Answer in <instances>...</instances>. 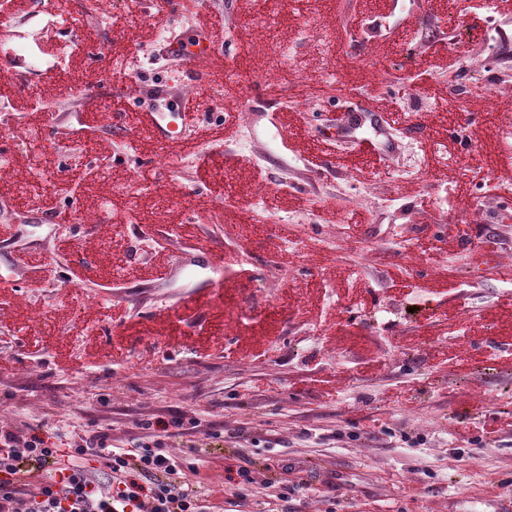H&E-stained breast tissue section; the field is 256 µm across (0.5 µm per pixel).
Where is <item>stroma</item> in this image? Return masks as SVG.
I'll return each instance as SVG.
<instances>
[{
    "label": "stroma",
    "mask_w": 512,
    "mask_h": 512,
    "mask_svg": "<svg viewBox=\"0 0 512 512\" xmlns=\"http://www.w3.org/2000/svg\"><path fill=\"white\" fill-rule=\"evenodd\" d=\"M203 12L224 18V46L218 61L224 80L211 86L207 107L195 109L196 123L215 125L231 116L233 139L201 143L196 155H172L167 144L142 146L131 124L89 126L85 99L98 93L104 107L123 101L142 110L136 73L122 63L133 51L115 0L117 21L97 9L59 0L47 14L41 0L9 14L15 41L50 43L54 59L33 61L0 45L11 70L12 104L0 103V154L8 166L0 180L16 182L18 166L51 160L57 206L96 215V223L53 224L40 201L20 206L0 196V224L13 225V244L0 243V279L12 289L0 295V357L12 371L0 374V423L20 425L54 417L77 425L97 424L113 438L136 434V424L176 415L199 418L201 430L224 433V450L244 448L255 462L272 447L291 469L290 480L309 492L290 496L284 512H502L512 502V432L486 436L483 423L512 416V365L498 358L512 337V136L502 133L500 115L485 110L494 96L512 117V46L487 41L495 24L512 30V16L488 22L486 12H433L428 0H396L395 17L408 35L396 40L389 20L370 13L366 0H199ZM367 17L352 32L354 18ZM456 20L461 55L457 83L477 87L478 97L455 105L456 119L438 134L427 101L417 98L416 63L434 42L448 38ZM95 31L94 41L83 38ZM334 37L320 53L310 50L318 33ZM105 49L106 64L92 62L90 45ZM288 50L274 62V47ZM305 69L293 77L294 62ZM91 74L94 85L72 81L73 64ZM71 84L51 99L48 122L29 127L17 106L34 88ZM397 91L408 119L383 115L385 160L380 175L343 165L346 156L366 155L367 144L348 135L350 115L362 111L372 92ZM310 99L301 123L312 139L325 128L336 138L312 153L297 139L279 137L268 121ZM93 139L111 141L101 155L83 150ZM425 165L408 177L417 153ZM486 165L475 170V155ZM81 166L83 184L67 170ZM153 171L150 182L115 184L113 173ZM471 190L470 223L457 222L455 183ZM286 187L304 198L303 212H282L266 220L254 206L257 185ZM431 204L420 210L416 194ZM335 223H322L325 210ZM368 212L369 223L350 232L346 216ZM194 225L195 236H178L169 214ZM103 224H124L131 267L156 260L154 244L170 259L204 248L224 257L220 286L197 269L178 268L163 277L110 275ZM459 226L451 250L419 257L416 239ZM66 236L67 251L56 248ZM287 238L293 252L287 271L276 270L277 246ZM480 252L482 263L470 259ZM405 271L413 292L393 288L389 273ZM357 274L340 281L341 269ZM95 295L117 302L139 320V329L95 322L83 300ZM319 310H311V300ZM45 313L46 333L84 363L62 373L53 347L32 353L36 326L21 329L32 307ZM87 323L99 348L121 340L128 364L84 358L75 326ZM215 336L219 350L196 356L194 340ZM248 336L264 337V356L243 351ZM469 351L463 369L438 368V353ZM381 367L367 371L365 362ZM335 378L343 401L328 404L322 381ZM410 383L407 405L387 415L389 428L365 435L368 416L381 408L389 384Z\"/></svg>",
    "instance_id": "obj_1"
}]
</instances>
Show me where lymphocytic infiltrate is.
<instances>
[{"instance_id": "obj_1", "label": "lymphocytic infiltrate", "mask_w": 512, "mask_h": 512, "mask_svg": "<svg viewBox=\"0 0 512 512\" xmlns=\"http://www.w3.org/2000/svg\"><path fill=\"white\" fill-rule=\"evenodd\" d=\"M461 65L458 56L428 55L418 65L427 80L417 96L443 107L448 90L433 76ZM138 427L139 435L116 442L99 426L0 424V512H224L225 488L252 480L246 466L230 465L223 483H214L175 452L183 417Z\"/></svg>"}]
</instances>
